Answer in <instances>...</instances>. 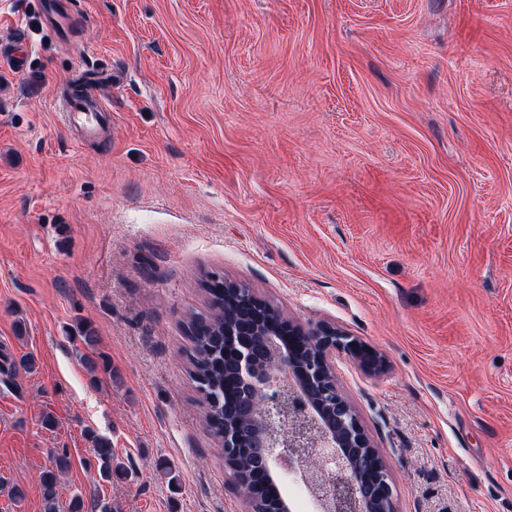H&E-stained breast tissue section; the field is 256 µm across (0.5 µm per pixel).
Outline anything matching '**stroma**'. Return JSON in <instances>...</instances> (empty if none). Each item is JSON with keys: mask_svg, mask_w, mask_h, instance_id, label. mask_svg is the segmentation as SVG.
<instances>
[{"mask_svg": "<svg viewBox=\"0 0 512 512\" xmlns=\"http://www.w3.org/2000/svg\"><path fill=\"white\" fill-rule=\"evenodd\" d=\"M0 0V512L54 450L114 512H248L202 425L187 324L212 275L377 350L336 357L395 512H512V0ZM112 74V129L54 95ZM89 327L111 374L90 375ZM52 416L54 427L44 426ZM127 479L102 483L87 430ZM30 46L23 36L16 37L10 44L1 45V57L7 56L12 65L21 71L25 68L30 54Z\"/></svg>", "mask_w": 512, "mask_h": 512, "instance_id": "1", "label": "stroma"}]
</instances>
